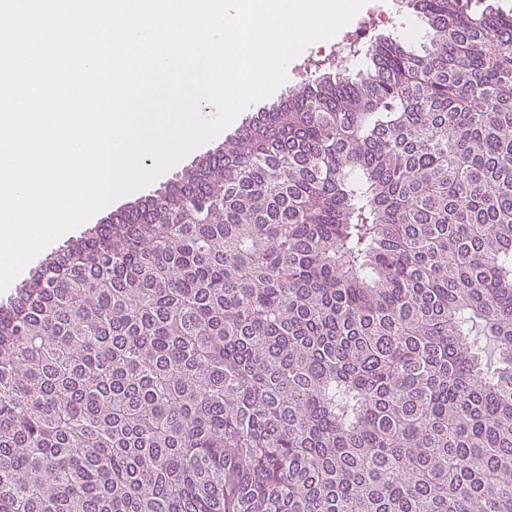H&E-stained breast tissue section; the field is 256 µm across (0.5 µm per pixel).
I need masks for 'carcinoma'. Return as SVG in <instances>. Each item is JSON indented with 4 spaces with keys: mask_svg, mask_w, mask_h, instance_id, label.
I'll list each match as a JSON object with an SVG mask.
<instances>
[{
    "mask_svg": "<svg viewBox=\"0 0 512 512\" xmlns=\"http://www.w3.org/2000/svg\"><path fill=\"white\" fill-rule=\"evenodd\" d=\"M410 5L0 305V512H512V12Z\"/></svg>",
    "mask_w": 512,
    "mask_h": 512,
    "instance_id": "1",
    "label": "carcinoma"
}]
</instances>
